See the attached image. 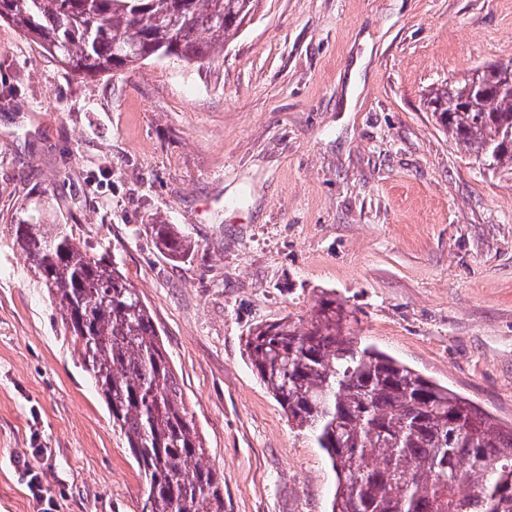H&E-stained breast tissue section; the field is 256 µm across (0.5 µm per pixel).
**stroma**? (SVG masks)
Instances as JSON below:
<instances>
[{
    "instance_id": "35a3bbf8",
    "label": "stroma",
    "mask_w": 512,
    "mask_h": 512,
    "mask_svg": "<svg viewBox=\"0 0 512 512\" xmlns=\"http://www.w3.org/2000/svg\"><path fill=\"white\" fill-rule=\"evenodd\" d=\"M512 61V0H261L222 52L67 73L0 23V512H144L143 479L11 227L117 258L157 324L224 512H328L336 476L244 339L336 299L352 331L512 424V170L428 95ZM174 225L192 255L164 253ZM151 230L171 255H183L191 249V243L181 236L171 224H150ZM18 469L23 472L27 478V487L32 498L37 500H45L48 506H50L51 497L49 495V489L42 480L39 472L35 470V467L30 463L29 460L23 458L17 462Z\"/></svg>"
}]
</instances>
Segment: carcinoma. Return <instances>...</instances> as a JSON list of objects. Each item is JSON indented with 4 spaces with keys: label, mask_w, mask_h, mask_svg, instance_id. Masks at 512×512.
I'll return each mask as SVG.
<instances>
[{
    "label": "carcinoma",
    "mask_w": 512,
    "mask_h": 512,
    "mask_svg": "<svg viewBox=\"0 0 512 512\" xmlns=\"http://www.w3.org/2000/svg\"><path fill=\"white\" fill-rule=\"evenodd\" d=\"M259 0H0V23L72 74L149 58L202 62L234 38ZM448 83L427 108L455 144L512 169V90L496 71ZM151 230L172 255L191 243ZM82 367L144 477L145 512H224V473L185 405L146 303L120 263L89 252L66 224L27 212L13 225ZM334 299L304 323L250 331L245 351L288 422L336 474L329 512H512V427L348 330Z\"/></svg>",
    "instance_id": "carcinoma-1"
}]
</instances>
